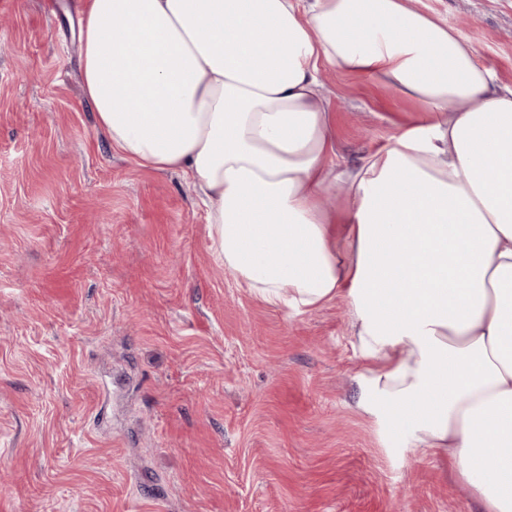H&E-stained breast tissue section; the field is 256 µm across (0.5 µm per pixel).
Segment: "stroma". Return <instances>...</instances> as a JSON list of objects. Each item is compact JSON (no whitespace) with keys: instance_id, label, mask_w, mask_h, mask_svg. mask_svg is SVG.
I'll use <instances>...</instances> for the list:
<instances>
[{"instance_id":"35a3bbf8","label":"stroma","mask_w":512,"mask_h":512,"mask_svg":"<svg viewBox=\"0 0 512 512\" xmlns=\"http://www.w3.org/2000/svg\"><path fill=\"white\" fill-rule=\"evenodd\" d=\"M0 10V512H477L447 458L358 412L344 299L262 301L175 171L114 150L84 97L82 0ZM512 87V0H410ZM338 168L413 99L326 69Z\"/></svg>"}]
</instances>
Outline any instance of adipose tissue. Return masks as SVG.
<instances>
[{
	"label": "adipose tissue",
	"mask_w": 512,
	"mask_h": 512,
	"mask_svg": "<svg viewBox=\"0 0 512 512\" xmlns=\"http://www.w3.org/2000/svg\"><path fill=\"white\" fill-rule=\"evenodd\" d=\"M80 40L99 128L198 187L225 270L286 312L344 297L358 410L416 404L393 424L512 512V88L475 47L406 0H85ZM325 65L432 120L337 170Z\"/></svg>",
	"instance_id": "adipose-tissue-1"
}]
</instances>
